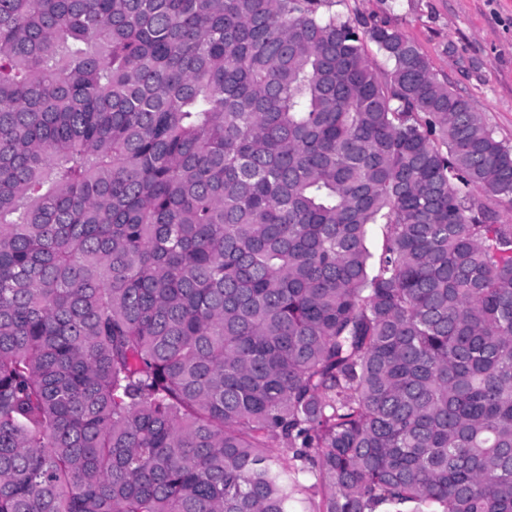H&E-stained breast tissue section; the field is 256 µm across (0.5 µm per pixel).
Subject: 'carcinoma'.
<instances>
[{
	"mask_svg": "<svg viewBox=\"0 0 512 512\" xmlns=\"http://www.w3.org/2000/svg\"><path fill=\"white\" fill-rule=\"evenodd\" d=\"M332 4L0 0V512H512V145Z\"/></svg>",
	"mask_w": 512,
	"mask_h": 512,
	"instance_id": "cac0c4a2",
	"label": "carcinoma"
}]
</instances>
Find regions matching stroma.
<instances>
[{
  "mask_svg": "<svg viewBox=\"0 0 512 512\" xmlns=\"http://www.w3.org/2000/svg\"><path fill=\"white\" fill-rule=\"evenodd\" d=\"M334 9L399 27L512 144V0H336Z\"/></svg>",
  "mask_w": 512,
  "mask_h": 512,
  "instance_id": "1",
  "label": "stroma"
}]
</instances>
